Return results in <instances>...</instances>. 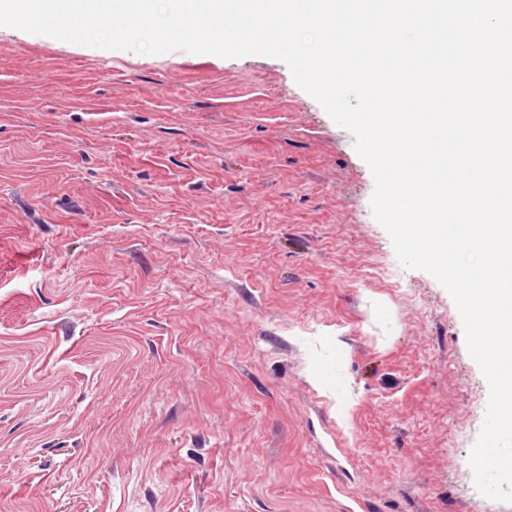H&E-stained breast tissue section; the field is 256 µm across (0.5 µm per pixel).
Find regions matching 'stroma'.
Here are the masks:
<instances>
[{
    "label": "stroma",
    "mask_w": 512,
    "mask_h": 512,
    "mask_svg": "<svg viewBox=\"0 0 512 512\" xmlns=\"http://www.w3.org/2000/svg\"><path fill=\"white\" fill-rule=\"evenodd\" d=\"M373 191L281 60L0 26V512H512Z\"/></svg>",
    "instance_id": "stroma-1"
}]
</instances>
